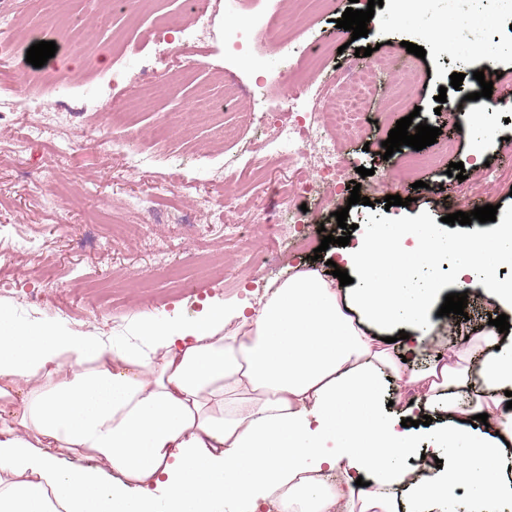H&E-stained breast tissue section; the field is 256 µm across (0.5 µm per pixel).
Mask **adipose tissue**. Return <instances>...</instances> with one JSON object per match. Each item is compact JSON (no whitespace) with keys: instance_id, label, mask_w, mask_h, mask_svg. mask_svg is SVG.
<instances>
[{"instance_id":"adipose-tissue-1","label":"adipose tissue","mask_w":512,"mask_h":512,"mask_svg":"<svg viewBox=\"0 0 512 512\" xmlns=\"http://www.w3.org/2000/svg\"><path fill=\"white\" fill-rule=\"evenodd\" d=\"M445 252L456 289L478 277L489 303L512 307L498 277L511 224L448 239L389 224L340 250L356 287L303 271L254 305L140 315L136 343L117 350L0 306V512H277L284 500L300 512H434L464 484L476 488L469 512H500L512 501V345L490 329L418 371L374 333L403 317L409 344H425L436 289L404 288L406 261ZM382 372L400 409L381 406ZM482 413L487 424L472 425ZM423 433L439 443L427 454Z\"/></svg>"}]
</instances>
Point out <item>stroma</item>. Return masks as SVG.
Here are the masks:
<instances>
[{
	"instance_id": "stroma-1",
	"label": "stroma",
	"mask_w": 512,
	"mask_h": 512,
	"mask_svg": "<svg viewBox=\"0 0 512 512\" xmlns=\"http://www.w3.org/2000/svg\"><path fill=\"white\" fill-rule=\"evenodd\" d=\"M349 5L330 0L306 20L291 0H241L234 11H217L202 36L182 0H164L175 22L172 38L185 50L175 57L140 40L139 31L155 23L147 8L111 16L107 0H0V17L13 33L49 25L60 41L85 49L80 57L57 56L50 73L26 90V110L0 121V306L19 321L88 332L118 347L134 340L141 313L190 319L203 302L232 305L309 267L325 269L330 251L318 260L311 254L323 234L342 236L334 217L341 209L361 235L418 220L444 236L466 233V226L443 221L452 197L467 206H496V220L484 223L485 231L512 223V107L487 116L489 134L469 126L457 139L450 160L463 163L465 180L441 168L420 170L413 175L421 186L412 190V203L383 204L399 192L394 174L403 168L402 154L386 155L382 146L397 120L416 106L420 122L447 128L436 97L446 93L448 105L459 106L450 76L479 67V47H496L501 70L512 73V13L503 0H422L402 18L386 2L376 8L368 35L358 39L336 26ZM279 14L290 17L294 53L261 40L239 56L225 54L224 32L238 20L263 23ZM409 42L424 47L425 58L408 53ZM370 46L395 65L375 72L377 95L362 126L337 130L338 179L276 160L275 127L285 115L270 77L299 71L300 102L310 106L342 91L345 75L368 67L360 51ZM188 61L196 65L190 81L155 97L130 128L112 127V106L137 92L131 77L171 74ZM228 79L239 86L247 111L230 102L221 125L190 119L194 102L221 95ZM132 152L142 157L141 166H129ZM362 167L371 176L360 177ZM228 170L242 178L251 204L222 207ZM356 180L369 204L348 205ZM157 183L167 191L153 193ZM291 188L307 207L301 216L306 238L298 244L269 236L263 223L264 213L278 211L280 191ZM206 197L215 200L213 209L200 208ZM228 224L242 225V244L225 241ZM34 293L42 296L35 306L29 302ZM467 300V318H435L415 365L487 329L493 310L481 284L469 289Z\"/></svg>"
}]
</instances>
